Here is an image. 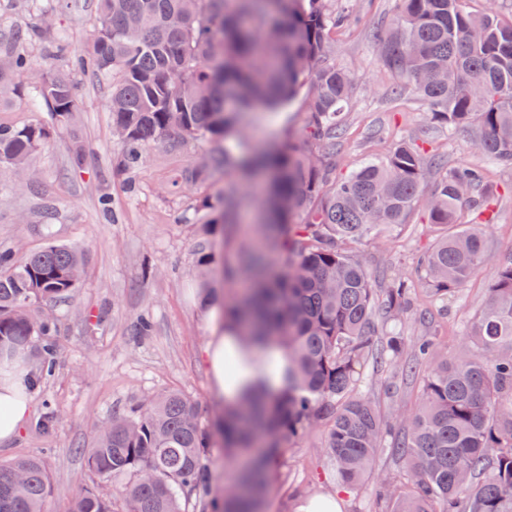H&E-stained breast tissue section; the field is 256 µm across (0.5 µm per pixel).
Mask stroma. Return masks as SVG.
<instances>
[{
  "label": "stroma",
  "mask_w": 512,
  "mask_h": 512,
  "mask_svg": "<svg viewBox=\"0 0 512 512\" xmlns=\"http://www.w3.org/2000/svg\"><path fill=\"white\" fill-rule=\"evenodd\" d=\"M388 21V0H371L359 18L332 36L337 66L358 80L345 113L336 173L342 176L384 157L401 140L413 143L424 156H446L449 166L485 172L492 197L485 235L491 263L449 298L447 313L436 316L431 327L418 321L419 312L431 307L423 294L414 312L401 320L407 339L428 333L448 352L473 354L477 348L469 337L470 326L487 301L494 262L512 255V166L498 164L475 149L477 123L447 129L431 122L425 102L414 93L390 99L392 77L374 38ZM96 25L94 0H58L54 6L49 0H0V60L6 59L18 28L32 32L26 50L36 62H43L58 39L64 40L67 56L84 55ZM70 76L78 110L66 123L38 102L28 78L14 79L0 95L1 124L39 123L52 132L27 172H0V246L11 247L20 261L51 243L86 250L84 272L70 298L30 306L32 314L56 319L60 353L52 375L32 391L28 426L0 445V459L34 457L43 462L51 483L50 512H66L71 501L94 484L114 495L116 512H123L125 503L115 495L118 480L99 482L87 470L81 451L90 446L96 424L167 390L195 399L203 424H210L220 411L223 397L213 385L202 348L223 325L224 316L218 306L212 317L202 312L196 247L202 241L210 243L219 263L231 267L237 263L238 239L220 227L207 236L201 231L214 216L202 202L223 194L224 174L205 184L172 185L181 171L207 156L210 143L189 141L172 150L151 149L132 179L116 175L121 147L112 134L105 81L77 69ZM305 120V98L299 95L279 108H256L244 123L249 142L264 146L298 139ZM77 145L83 148L79 157L73 154ZM439 178V172L426 169L421 201L405 225L346 245V252L384 282L415 279L418 257L436 235L425 202ZM103 196L111 202L110 211L99 206ZM143 314L149 316L152 329L148 335H134L133 326ZM363 378L382 415L411 412L419 402L417 390L395 391L391 374L377 372L372 365H365ZM48 402L56 419L44 430L38 421ZM323 444L324 430L318 427L285 448L270 489L269 512H296L301 498L326 492L341 497L342 512H388L390 504L379 499L375 479L354 489L337 485Z\"/></svg>",
  "instance_id": "obj_1"
}]
</instances>
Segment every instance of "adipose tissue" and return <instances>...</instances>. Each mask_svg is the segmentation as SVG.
Masks as SVG:
<instances>
[{"label": "adipose tissue", "instance_id": "obj_1", "mask_svg": "<svg viewBox=\"0 0 512 512\" xmlns=\"http://www.w3.org/2000/svg\"><path fill=\"white\" fill-rule=\"evenodd\" d=\"M237 336L232 329L215 332L205 347V356L212 374L213 383L224 398L235 399L248 386L260 384L248 356H241L235 378L224 376V356L235 352ZM29 374L24 355H17L0 367V443L16 437L26 424L31 413L29 397Z\"/></svg>", "mask_w": 512, "mask_h": 512}]
</instances>
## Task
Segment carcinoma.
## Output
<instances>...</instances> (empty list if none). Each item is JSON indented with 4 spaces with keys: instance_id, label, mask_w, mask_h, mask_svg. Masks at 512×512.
Instances as JSON below:
<instances>
[{
    "instance_id": "carcinoma-1",
    "label": "carcinoma",
    "mask_w": 512,
    "mask_h": 512,
    "mask_svg": "<svg viewBox=\"0 0 512 512\" xmlns=\"http://www.w3.org/2000/svg\"><path fill=\"white\" fill-rule=\"evenodd\" d=\"M98 26L88 55L74 61L59 47L43 65L16 48L11 71L37 78L39 96L61 121L78 111L65 68L112 77L109 110L120 139V168L142 164L153 146L208 140L206 161L173 185L198 183L217 170L268 173L266 224L241 237V263L224 269L240 283L222 301L224 321L258 374L282 388L236 406L208 426L197 402L168 390L114 414L81 449L99 480L127 478L126 512H183L181 496H204L212 512H266L277 458L295 438L327 427L324 450L336 482L354 488L389 449L402 465L399 486L380 480L392 512H512V255L499 261L487 306L470 337L485 358L444 356L432 336L410 344L398 329L411 309V286L382 290L342 249L406 223L425 175L420 150L401 142L336 179L324 162L345 132L344 110L356 77L336 66L329 35L359 13L354 0H95ZM393 75L391 95L421 96L443 127L477 122V148L512 165V15L474 12L466 0H395L392 23L376 33ZM306 87L303 138L284 148L251 149L240 122L258 104L276 105ZM51 139L49 128L0 125V167L19 170ZM489 193L483 172L446 170L426 207L430 223L454 228L418 261L431 302L441 303L488 262L484 224L458 223L467 203L481 212ZM240 201L224 186V214L237 223ZM80 246L50 244L15 265L0 249V356L38 344L42 370L58 355L54 319L33 318L37 300L67 301L83 265ZM216 258L198 252L204 295L218 299ZM386 331L377 348L370 332ZM373 360L407 383H420V406L382 419L363 395L362 368ZM235 458V482L221 493L207 457L216 441ZM50 478L34 458L0 462V512H46ZM67 512H112L97 488L83 490Z\"/></svg>"
}]
</instances>
